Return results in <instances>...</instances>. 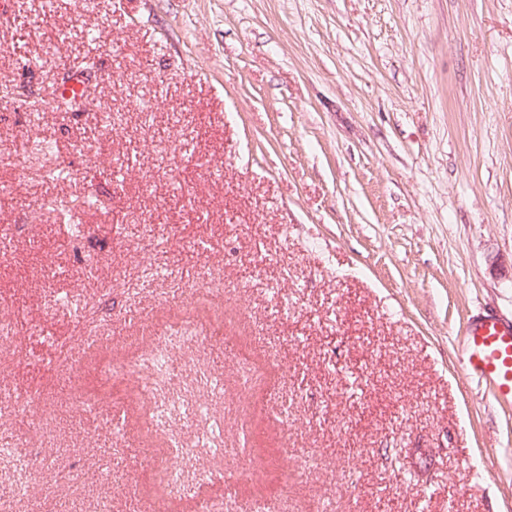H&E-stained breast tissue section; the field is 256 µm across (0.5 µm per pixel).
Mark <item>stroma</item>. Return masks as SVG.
I'll list each match as a JSON object with an SVG mask.
<instances>
[{"label":"stroma","instance_id":"stroma-1","mask_svg":"<svg viewBox=\"0 0 512 512\" xmlns=\"http://www.w3.org/2000/svg\"><path fill=\"white\" fill-rule=\"evenodd\" d=\"M88 55L119 129L58 107ZM1 83L21 512H512V411L458 362L512 314V0H0ZM83 196L74 236L46 206ZM188 325L224 479L179 494L136 368Z\"/></svg>","mask_w":512,"mask_h":512}]
</instances>
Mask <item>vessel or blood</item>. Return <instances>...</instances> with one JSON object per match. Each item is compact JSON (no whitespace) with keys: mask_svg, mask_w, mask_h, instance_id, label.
Returning <instances> with one entry per match:
<instances>
[{"mask_svg":"<svg viewBox=\"0 0 512 512\" xmlns=\"http://www.w3.org/2000/svg\"><path fill=\"white\" fill-rule=\"evenodd\" d=\"M459 363L468 380L481 384L491 402L512 406V318L493 312L470 317Z\"/></svg>","mask_w":512,"mask_h":512,"instance_id":"obj_1","label":"vessel or blood"}]
</instances>
